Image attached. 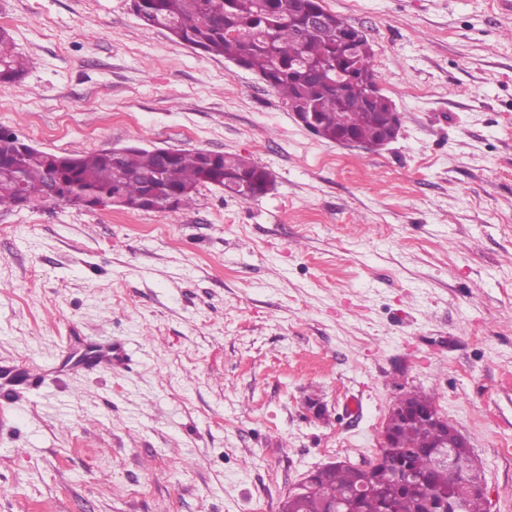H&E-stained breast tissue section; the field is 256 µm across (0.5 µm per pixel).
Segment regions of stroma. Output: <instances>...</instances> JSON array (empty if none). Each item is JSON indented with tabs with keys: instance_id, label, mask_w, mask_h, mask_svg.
Masks as SVG:
<instances>
[{
	"instance_id": "obj_1",
	"label": "stroma",
	"mask_w": 512,
	"mask_h": 512,
	"mask_svg": "<svg viewBox=\"0 0 512 512\" xmlns=\"http://www.w3.org/2000/svg\"><path fill=\"white\" fill-rule=\"evenodd\" d=\"M362 27L403 117L367 151L300 125L255 73L140 24L131 0H0L34 61L0 130L56 154L129 145L257 158L244 201L0 208V512H280L309 471L375 458L434 394L512 512V9L322 0ZM127 349L93 374L95 341ZM31 371L24 362L11 366H1L0 380L4 383L0 386V400L9 403L8 399L16 391L15 386L22 385L30 378Z\"/></svg>"
}]
</instances>
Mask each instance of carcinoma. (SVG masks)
Masks as SVG:
<instances>
[{"mask_svg":"<svg viewBox=\"0 0 512 512\" xmlns=\"http://www.w3.org/2000/svg\"><path fill=\"white\" fill-rule=\"evenodd\" d=\"M321 11L323 20L307 17ZM136 16L142 25H172L171 34L205 54L222 56L268 80L285 105L317 112L320 138L331 140L348 128V113L360 117L351 130L372 139L392 101L378 89L369 40L354 43L347 67L363 77H336V44L348 22L323 10L319 0H140ZM308 70L294 68L299 61ZM33 66L18 54L10 33L0 28V84L15 83ZM204 150H179L168 159L154 149L121 147L66 156L28 146L11 133H0V207L24 203L93 202L118 198L116 206L132 210H165L167 199L178 196V208L193 202L199 189L220 184L241 199L264 195L271 173L254 158L217 154L205 167ZM443 432L423 420L404 421L392 432L390 447L376 462L360 469L344 461L319 472L304 494L290 499L288 512H329L348 506V512H421L424 500L448 491V470L435 464L434 445ZM409 464L414 482L402 484L399 467ZM365 480L372 492L351 498Z\"/></svg>","mask_w":512,"mask_h":512,"instance_id":"1","label":"carcinoma"}]
</instances>
